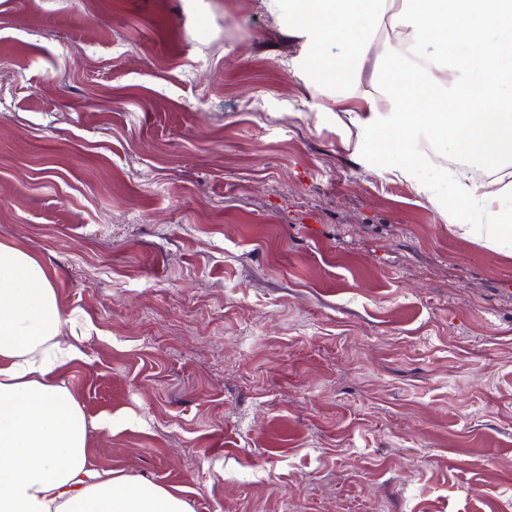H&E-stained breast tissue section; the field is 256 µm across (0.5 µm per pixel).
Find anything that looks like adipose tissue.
<instances>
[{
    "mask_svg": "<svg viewBox=\"0 0 512 512\" xmlns=\"http://www.w3.org/2000/svg\"><path fill=\"white\" fill-rule=\"evenodd\" d=\"M265 3L287 12L308 66L346 96L368 62L385 66L381 95L334 115L353 158L410 183L461 237L512 256V183L491 191L469 175L512 159V0ZM336 45L342 54H331ZM424 139L460 169L430 164L416 149ZM81 318L62 313L37 257L0 242V512H189L177 492L94 463L90 436L111 430L112 417L90 415L68 386L91 331Z\"/></svg>",
    "mask_w": 512,
    "mask_h": 512,
    "instance_id": "adipose-tissue-1",
    "label": "adipose tissue"
}]
</instances>
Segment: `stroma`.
I'll use <instances>...</instances> for the list:
<instances>
[{
	"instance_id": "35a3bbf8",
	"label": "stroma",
	"mask_w": 512,
	"mask_h": 512,
	"mask_svg": "<svg viewBox=\"0 0 512 512\" xmlns=\"http://www.w3.org/2000/svg\"><path fill=\"white\" fill-rule=\"evenodd\" d=\"M335 105L261 0H0V241L93 326L94 460L191 512H512V257Z\"/></svg>"
}]
</instances>
